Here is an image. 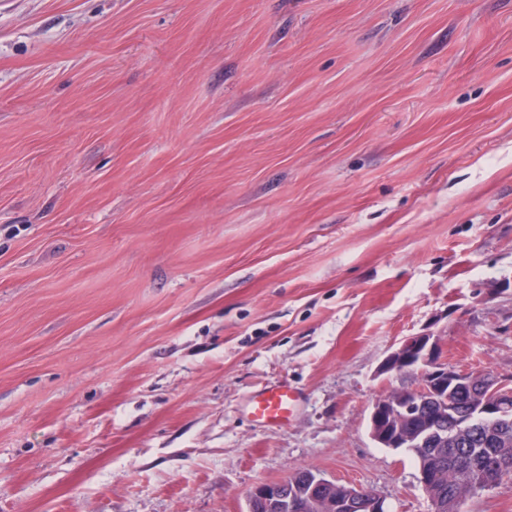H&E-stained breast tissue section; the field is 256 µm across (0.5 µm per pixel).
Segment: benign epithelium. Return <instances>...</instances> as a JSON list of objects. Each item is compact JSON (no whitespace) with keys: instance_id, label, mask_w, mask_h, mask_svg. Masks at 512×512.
<instances>
[{"instance_id":"benign-epithelium-1","label":"benign epithelium","mask_w":512,"mask_h":512,"mask_svg":"<svg viewBox=\"0 0 512 512\" xmlns=\"http://www.w3.org/2000/svg\"><path fill=\"white\" fill-rule=\"evenodd\" d=\"M419 369L411 387L378 400L370 412L371 438L384 448L409 449L419 457V482L431 504V512H462L464 501L437 490L433 462L428 450L450 445L455 456L479 457L466 474L481 492L494 489L498 477L512 469V442L506 428L512 427V376L490 370H459L448 365L439 339L429 333L403 338L385 358L382 373ZM479 392L481 399L469 408H457L458 396ZM482 421L500 432L499 448L487 456L480 448H455ZM387 512L385 500L369 496L352 483L329 480L318 472L288 476V480L261 483L250 493L247 512Z\"/></svg>"}]
</instances>
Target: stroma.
<instances>
[{"mask_svg": "<svg viewBox=\"0 0 512 512\" xmlns=\"http://www.w3.org/2000/svg\"><path fill=\"white\" fill-rule=\"evenodd\" d=\"M424 332L512 375V0H0V512H430ZM302 400L297 388L284 383L251 396L245 403V411L257 424L283 427L291 422ZM287 480L261 483L250 493L247 512H278L275 509H288L289 512H309L310 501L317 512H387L385 500L379 496H369L352 483L329 480L314 471L301 477L288 475ZM302 482L307 494L295 497L291 485Z\"/></svg>", "mask_w": 512, "mask_h": 512, "instance_id": "35a3bbf8", "label": "stroma"}]
</instances>
